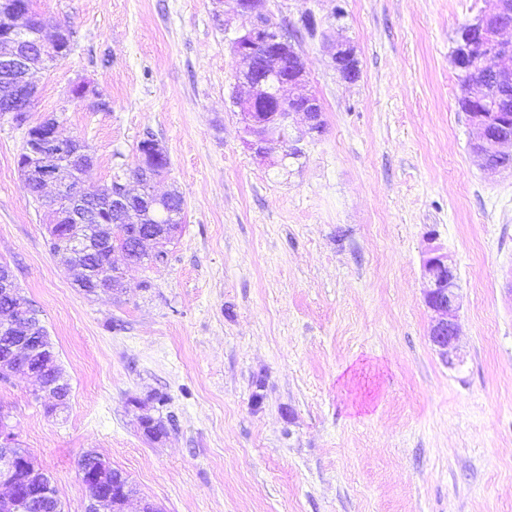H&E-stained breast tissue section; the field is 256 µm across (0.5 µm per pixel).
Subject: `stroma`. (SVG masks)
<instances>
[{
  "mask_svg": "<svg viewBox=\"0 0 512 512\" xmlns=\"http://www.w3.org/2000/svg\"><path fill=\"white\" fill-rule=\"evenodd\" d=\"M484 7L265 0L300 42L324 131L263 160L235 104L231 41L248 18L219 0H34L47 30L75 37L35 75L32 122L88 145L93 187L130 178L154 138L169 157L154 190L184 200L166 264L114 251L125 292L87 296L24 188V131L0 119V262L71 385L50 415L33 378L0 380V408L63 512L87 510L78 462L92 450L136 486L127 512H512V171L471 155L453 61ZM342 37L353 83L330 64ZM80 83L110 110L74 99ZM434 247L457 268L452 366L423 297ZM143 413L166 438L143 435Z\"/></svg>",
  "mask_w": 512,
  "mask_h": 512,
  "instance_id": "stroma-1",
  "label": "stroma"
}]
</instances>
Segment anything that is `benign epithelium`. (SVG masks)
Wrapping results in <instances>:
<instances>
[{
  "label": "benign epithelium",
  "mask_w": 512,
  "mask_h": 512,
  "mask_svg": "<svg viewBox=\"0 0 512 512\" xmlns=\"http://www.w3.org/2000/svg\"><path fill=\"white\" fill-rule=\"evenodd\" d=\"M262 2L225 0L230 12L252 17L250 27L232 42V51L239 61L238 78L247 88L246 95L238 100L247 135L245 143L256 156L267 158L278 149V141L263 134V130L271 127L288 130L290 119L302 114L305 124L296 135V139L301 140L308 135L322 134L324 123L319 99L305 92L306 70L301 49L261 11ZM508 28L512 29V0H490L489 7L469 24V39L460 43L454 53L456 66L485 70L486 79L465 83L460 105L467 112L472 131L470 151L480 160L482 168L491 173L512 169V129L503 124L504 114L512 112V41L501 39V32ZM43 30L44 27H39L37 38L31 39L29 15L23 8L0 11V67L5 72V79H17L27 91V104L12 111L13 119L21 126L27 123V112L31 111L30 103L36 96L30 74L58 60L52 53L53 47L63 40L71 42L72 30L67 27H58L49 40L44 39ZM330 56L343 80L354 82L359 78L355 49L349 42H332ZM44 127L43 134L33 137L27 146L26 154L30 157L38 159L52 145L74 142V139L61 135L56 122L46 123ZM22 176L25 185L38 187L42 194L50 184L58 189L62 187L59 174L40 164L27 166ZM90 191L92 188L82 181L71 187L72 207L65 214L67 223H79ZM138 196L139 189H132L121 181L109 199L124 203ZM131 236L136 250L147 253L153 247L154 256L164 254L159 249L160 235L155 232L136 229ZM423 277L426 281L425 303L434 313L430 340L443 361L451 365L454 363L460 309L456 268L447 254L435 249L423 260ZM27 350L28 337H15L0 359L1 379L18 373L10 361ZM24 469H36V462L17 448V436L7 416L1 413L0 512H15L17 480Z\"/></svg>",
  "instance_id": "benign-epithelium-1"
}]
</instances>
